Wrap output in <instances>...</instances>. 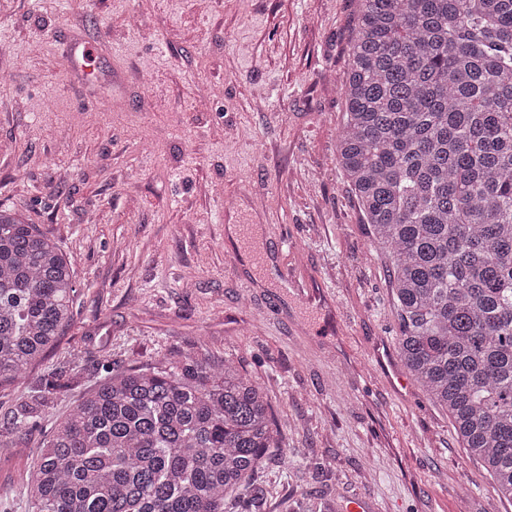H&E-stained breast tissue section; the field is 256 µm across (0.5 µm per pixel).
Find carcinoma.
Listing matches in <instances>:
<instances>
[{"instance_id":"carcinoma-1","label":"carcinoma","mask_w":512,"mask_h":512,"mask_svg":"<svg viewBox=\"0 0 512 512\" xmlns=\"http://www.w3.org/2000/svg\"><path fill=\"white\" fill-rule=\"evenodd\" d=\"M338 158L390 260L397 346L512 502V0H359ZM71 256L0 209V381L74 319ZM78 367L10 411L40 417ZM277 447L262 387L188 351L108 371L50 429L32 512H251Z\"/></svg>"}]
</instances>
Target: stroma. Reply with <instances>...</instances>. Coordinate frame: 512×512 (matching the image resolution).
Here are the masks:
<instances>
[{"mask_svg": "<svg viewBox=\"0 0 512 512\" xmlns=\"http://www.w3.org/2000/svg\"><path fill=\"white\" fill-rule=\"evenodd\" d=\"M357 12L358 0H0V206L72 256L79 290L58 346L0 384V426L35 379L81 369L35 425L0 436V512H31L38 448L106 367L196 348L268 395L279 445L260 512L301 493L337 512H512L398 357L389 260L337 159Z\"/></svg>", "mask_w": 512, "mask_h": 512, "instance_id": "35a3bbf8", "label": "stroma"}]
</instances>
